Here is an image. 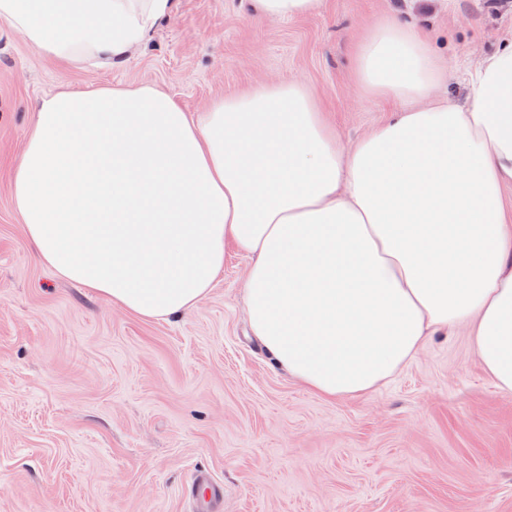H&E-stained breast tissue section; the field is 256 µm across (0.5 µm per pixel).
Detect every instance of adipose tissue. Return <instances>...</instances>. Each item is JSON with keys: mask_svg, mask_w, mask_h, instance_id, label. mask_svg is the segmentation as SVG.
Segmentation results:
<instances>
[{"mask_svg": "<svg viewBox=\"0 0 512 512\" xmlns=\"http://www.w3.org/2000/svg\"><path fill=\"white\" fill-rule=\"evenodd\" d=\"M178 0H0L43 55L108 65L144 49ZM361 86L398 108L352 146L301 80L185 112L150 85L43 97L12 176L39 259L147 319L208 293L234 245L253 335L327 398L369 395L433 336L468 328L512 393V39L468 101L397 19L359 44Z\"/></svg>", "mask_w": 512, "mask_h": 512, "instance_id": "obj_1", "label": "adipose tissue"}]
</instances>
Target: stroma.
<instances>
[{
    "instance_id": "stroma-1",
    "label": "stroma",
    "mask_w": 512,
    "mask_h": 512,
    "mask_svg": "<svg viewBox=\"0 0 512 512\" xmlns=\"http://www.w3.org/2000/svg\"><path fill=\"white\" fill-rule=\"evenodd\" d=\"M384 16L438 51L461 104L469 71L512 37V0H323L283 21L250 0H178L145 49L100 66L0 24V512H188L198 469L223 484L224 512H512V394L465 330L431 337L371 395L324 399L251 336L246 254L226 247L184 315L145 319L41 263L14 207L34 107L63 90L150 84L194 115L298 77L353 143L397 108L357 81V45Z\"/></svg>"
}]
</instances>
